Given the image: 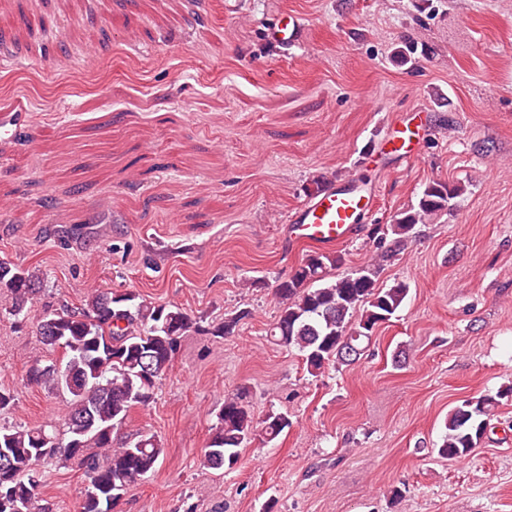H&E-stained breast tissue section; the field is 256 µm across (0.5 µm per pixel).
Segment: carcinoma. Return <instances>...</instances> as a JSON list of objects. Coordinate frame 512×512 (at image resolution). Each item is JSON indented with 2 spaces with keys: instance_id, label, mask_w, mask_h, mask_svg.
<instances>
[{
  "instance_id": "obj_1",
  "label": "carcinoma",
  "mask_w": 512,
  "mask_h": 512,
  "mask_svg": "<svg viewBox=\"0 0 512 512\" xmlns=\"http://www.w3.org/2000/svg\"><path fill=\"white\" fill-rule=\"evenodd\" d=\"M465 186L433 180L415 204L399 212L390 224H377L371 237L387 248L370 261L341 274L340 254L311 251L288 279L275 286L282 300L269 336L274 344L297 353L309 375L349 366L366 352L377 327L389 322L404 304L410 287L398 282L379 285L383 263L397 255L416 233L457 204ZM44 280L36 273L0 262V293L11 299L10 313L24 314L39 295ZM251 312L240 311L207 325L173 305L139 299L133 292L115 297L96 290L85 303L44 314L39 343L62 350V359L36 363L30 382L64 393L65 407L58 421L39 427L0 426V512H45L39 504L36 466L72 461L87 474L90 486L81 512H111L126 487L155 471L164 448L138 432L117 438L130 411L153 402L159 382L173 365L179 339L190 328L214 337L233 335ZM506 392L464 399L448 411L440 456L456 460L468 456L484 437L499 399ZM249 387L241 386L224 398L200 465L233 468L240 450L257 434L275 440L291 426L288 414L269 411L254 421Z\"/></svg>"
}]
</instances>
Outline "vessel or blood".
Wrapping results in <instances>:
<instances>
[{"mask_svg":"<svg viewBox=\"0 0 512 512\" xmlns=\"http://www.w3.org/2000/svg\"><path fill=\"white\" fill-rule=\"evenodd\" d=\"M268 39L275 47L285 49L304 42L306 29L294 15L281 14L269 30ZM429 110L420 106L397 116L383 154L387 164L377 166L378 177H385L393 162L410 163L420 157V145L430 134ZM375 205L371 188L346 181L327 188L291 212L287 221L295 239L322 248L335 247L352 237L366 213Z\"/></svg>","mask_w":512,"mask_h":512,"instance_id":"obj_1","label":"vessel or blood"}]
</instances>
